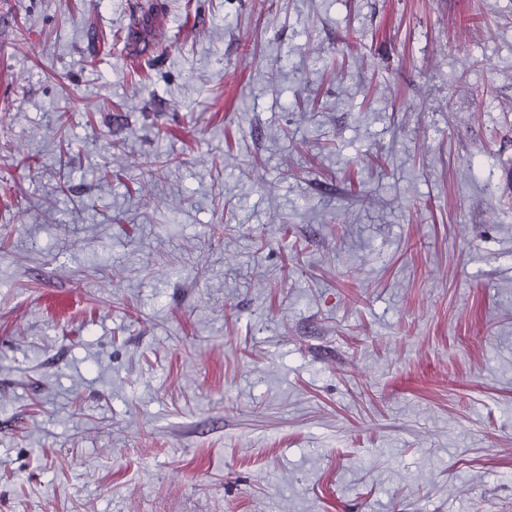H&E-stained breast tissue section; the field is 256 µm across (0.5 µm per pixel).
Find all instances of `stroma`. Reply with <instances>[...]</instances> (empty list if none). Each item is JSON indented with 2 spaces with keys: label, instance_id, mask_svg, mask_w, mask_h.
Wrapping results in <instances>:
<instances>
[{
  "label": "stroma",
  "instance_id": "obj_1",
  "mask_svg": "<svg viewBox=\"0 0 512 512\" xmlns=\"http://www.w3.org/2000/svg\"><path fill=\"white\" fill-rule=\"evenodd\" d=\"M1 186L0 512H512V0H0Z\"/></svg>",
  "mask_w": 512,
  "mask_h": 512
}]
</instances>
